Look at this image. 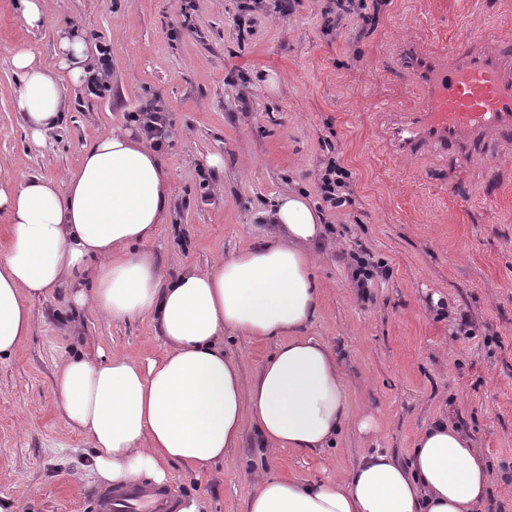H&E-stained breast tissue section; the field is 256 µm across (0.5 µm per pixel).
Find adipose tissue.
<instances>
[{"mask_svg": "<svg viewBox=\"0 0 512 512\" xmlns=\"http://www.w3.org/2000/svg\"><path fill=\"white\" fill-rule=\"evenodd\" d=\"M92 51L72 30L61 32L54 63L26 49L14 54L22 80L16 109L33 144L63 119L58 71L85 84ZM172 195L162 156L129 130L85 147L65 182L0 183V213L9 219L0 253V360L29 334V300L54 288L68 289L77 310L151 316L167 345L147 363L64 356L54 381L58 408L85 435L95 476L117 488L167 484L174 462L205 472L236 446L247 416L268 449L328 448L352 422L373 432V416L350 414L340 354L300 333L318 306L309 247L325 231L321 212L305 195L282 194L267 213L279 232L206 272L168 279L148 245ZM228 331L280 340L251 382L224 353ZM490 482L473 442L436 421L418 434L405 463L374 450L336 482L258 476L244 512H476Z\"/></svg>", "mask_w": 512, "mask_h": 512, "instance_id": "adipose-tissue-1", "label": "adipose tissue"}]
</instances>
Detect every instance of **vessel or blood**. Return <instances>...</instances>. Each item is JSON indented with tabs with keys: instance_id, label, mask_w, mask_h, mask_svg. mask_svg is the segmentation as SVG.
Here are the masks:
<instances>
[{
	"instance_id": "1",
	"label": "vessel or blood",
	"mask_w": 512,
	"mask_h": 512,
	"mask_svg": "<svg viewBox=\"0 0 512 512\" xmlns=\"http://www.w3.org/2000/svg\"><path fill=\"white\" fill-rule=\"evenodd\" d=\"M400 71L415 78L416 107L373 114L394 156L418 163L444 152L450 166L461 167L482 151L512 145V46L491 34L449 42L434 56L410 46ZM95 508L175 512V495L135 484L107 488Z\"/></svg>"
}]
</instances>
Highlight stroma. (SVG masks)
Masks as SVG:
<instances>
[{
    "label": "stroma",
    "instance_id": "stroma-1",
    "mask_svg": "<svg viewBox=\"0 0 512 512\" xmlns=\"http://www.w3.org/2000/svg\"><path fill=\"white\" fill-rule=\"evenodd\" d=\"M240 0H48L50 22L29 29L14 0H0V181L28 175L60 180L84 146L124 129L127 116L162 104L172 132L163 157L172 213L148 249L168 275L208 270L274 233L264 219L293 190L319 204L326 233L312 245L319 306L302 333L337 351L346 365L353 415L376 430L348 426L319 453L258 447L244 420L237 448L210 473L169 467L176 497L196 495L208 512H244L252 475L337 479L372 448L407 460L416 434L439 419L465 429L493 472L486 512H512V191L488 183L492 200H462L470 174L428 165L399 173L372 139L368 114L401 100L405 84L393 49L431 51L460 35L492 33L512 42V0H390L373 30L351 15L324 34L328 0H297L287 14L258 15L238 35ZM71 28L112 49L102 95L59 72L66 110L44 145H33L14 101L22 89L12 58L25 47L53 61L60 30ZM336 146L323 151L324 140ZM224 170L201 180L209 156ZM351 173L355 202L324 205L320 173L329 157ZM385 260L388 277L355 285L352 252ZM31 330L0 361V495L22 512H91L102 484L84 472L87 440L57 412L54 376L65 354L166 352L151 317L112 319L74 311L64 288L32 300ZM468 330H461L462 316ZM277 346L225 333L224 352L252 380Z\"/></svg>",
    "mask_w": 512,
    "mask_h": 512
}]
</instances>
